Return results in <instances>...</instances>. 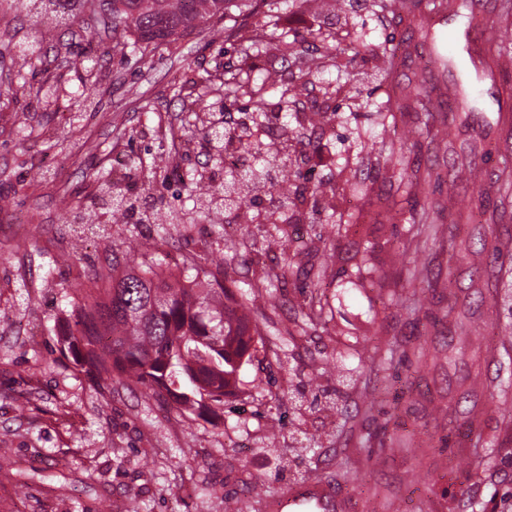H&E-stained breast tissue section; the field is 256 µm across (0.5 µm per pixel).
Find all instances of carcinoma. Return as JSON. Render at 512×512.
Listing matches in <instances>:
<instances>
[{"instance_id": "carcinoma-1", "label": "carcinoma", "mask_w": 512, "mask_h": 512, "mask_svg": "<svg viewBox=\"0 0 512 512\" xmlns=\"http://www.w3.org/2000/svg\"><path fill=\"white\" fill-rule=\"evenodd\" d=\"M68 15L75 7L103 27L105 19L95 7L97 0H65ZM112 14L123 22L116 45H132L142 51L176 40L188 31L222 18L234 0H110ZM450 17L466 15L467 24L483 25V17L470 9L468 0H439ZM385 7L395 14L397 24L409 32L399 48L410 53L419 30L412 27L416 13L433 8L427 0H389ZM37 41L19 48L21 67L41 59ZM276 84L269 75L250 83L241 69L224 71V100L247 97L253 111L265 108L267 87ZM427 96L415 94L403 109L415 113L417 128L407 141L428 128ZM438 174L413 173L409 188L423 193L442 191ZM478 190L465 211L455 213L453 223L473 224L479 217L496 221L497 211L512 195V182L497 179L476 182ZM74 323H65L58 333L61 355L74 369L106 385L114 378L131 382L168 398L178 413L216 416L224 409V398L235 393L242 365L251 360L259 332H251L246 306L224 286V277L205 268L196 269L192 279L183 280L171 270L158 271L143 260L112 268L100 284L83 291L75 303Z\"/></svg>"}]
</instances>
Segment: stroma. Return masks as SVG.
<instances>
[{
  "label": "stroma",
  "mask_w": 512,
  "mask_h": 512,
  "mask_svg": "<svg viewBox=\"0 0 512 512\" xmlns=\"http://www.w3.org/2000/svg\"><path fill=\"white\" fill-rule=\"evenodd\" d=\"M371 4L359 0L355 18L368 50L351 57L337 38L307 72L296 62L317 56L320 19L304 4L233 6L145 54L90 37L83 16L67 34L45 19L0 18V512H125L133 501L143 512H228L243 497L249 512H271L313 482L330 486L340 512H471L473 502L512 512V375L498 370L512 355L500 332L512 301L496 298L512 284V255L482 250L512 240V206L496 223L470 225L480 262L452 268L455 225L429 234L424 197L405 177L445 176L464 158L486 178L501 175L512 131L495 117L512 99H496L495 83L512 82V66L464 88L474 110L449 141L424 136L402 149L411 118L380 111L379 81L415 89L430 79L454 100L480 46L465 43L461 22L439 20L430 28L446 66L427 75L422 60L389 61L382 45L406 33ZM31 40L44 57L23 77L15 46ZM246 53L279 78L258 126L245 100L202 93L204 79ZM291 82L304 91L286 103ZM92 83L97 95H84ZM52 86L53 98H37ZM326 109L329 123L305 125ZM212 127L253 132L261 148L228 167ZM267 148L289 162V186L304 198L288 202L263 183L248 195L256 221L245 224L219 190ZM200 177L217 188L212 199L195 193ZM317 182L332 185L328 198L314 199ZM118 204L127 223L111 219ZM333 210L343 229L328 224ZM228 238L240 242L231 256ZM135 254L186 279L198 265L223 268L226 287L243 294L263 343L219 416L179 414L118 380L98 388L60 355L57 326L73 298ZM314 299L325 319L307 328ZM459 317L479 335L462 334ZM361 357L368 367L358 368ZM473 408L482 424L471 433Z\"/></svg>",
  "instance_id": "35a3bbf8"
}]
</instances>
